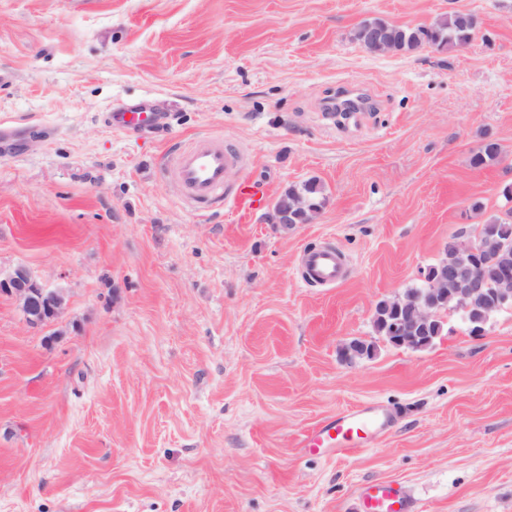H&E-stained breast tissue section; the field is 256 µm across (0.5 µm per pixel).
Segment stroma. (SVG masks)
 Returning a JSON list of instances; mask_svg holds the SVG:
<instances>
[{
    "label": "stroma",
    "instance_id": "35a3bbf8",
    "mask_svg": "<svg viewBox=\"0 0 512 512\" xmlns=\"http://www.w3.org/2000/svg\"><path fill=\"white\" fill-rule=\"evenodd\" d=\"M456 11L478 20L462 45L354 37ZM344 85L365 111L325 116ZM146 97L166 139L105 124ZM0 126V269L67 295L40 329L0 295V512H361L378 481L413 512H512V310L477 334L443 311L423 350L374 326L506 214L512 0H0ZM202 133L245 156L229 181L262 209L180 199L167 157ZM488 139L500 159L473 167ZM310 179L319 214L276 223ZM326 245L348 263L333 287L299 267ZM355 339L373 354L342 361ZM371 403L375 442L302 448ZM307 195L309 200L316 206L321 207L322 187L316 180H308L299 186H293L288 188V191L282 194L278 201L283 207H291V200L294 195Z\"/></svg>",
    "mask_w": 512,
    "mask_h": 512
}]
</instances>
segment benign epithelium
I'll list each match as a JSON object with an SVG mask.
<instances>
[{
    "instance_id": "benign-epithelium-1",
    "label": "benign epithelium",
    "mask_w": 512,
    "mask_h": 512,
    "mask_svg": "<svg viewBox=\"0 0 512 512\" xmlns=\"http://www.w3.org/2000/svg\"><path fill=\"white\" fill-rule=\"evenodd\" d=\"M317 214L318 210L310 208L305 198L297 196L292 208L276 213V219L279 224H286L292 218L309 224ZM511 250L507 240L482 228L473 241H455L452 263L429 268L423 277L424 287L406 292L393 303L388 300L377 303L376 308L391 306L395 313L387 340L398 347H427L432 341L430 333L438 327L437 311L448 300V287L452 285L459 298V310L475 324L474 333L481 331L480 324L489 314L512 309V265L506 262ZM0 293L17 302L26 323L33 328L54 322L66 304L62 290L39 283L23 265L0 271ZM367 350L366 343L354 339L344 345L341 355L350 361L362 357Z\"/></svg>"
}]
</instances>
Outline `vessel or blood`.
I'll return each mask as SVG.
<instances>
[{"label": "vessel or blood", "instance_id": "b4317fda", "mask_svg": "<svg viewBox=\"0 0 512 512\" xmlns=\"http://www.w3.org/2000/svg\"><path fill=\"white\" fill-rule=\"evenodd\" d=\"M161 121V116L144 102L121 106L108 116L110 125L131 130L154 127ZM168 163L179 193L189 205L245 200L258 209L264 203V193L255 184L244 182L230 188L228 178L234 169L243 167L244 159L227 149L219 136L201 135L176 147ZM303 267L306 277L320 285H333L344 278V260L332 246L306 253ZM383 426L380 406L364 405L325 420L304 436L303 445L314 453L337 454L376 438ZM410 508L409 500L395 483H374L362 492V512H410Z\"/></svg>", "mask_w": 512, "mask_h": 512}]
</instances>
